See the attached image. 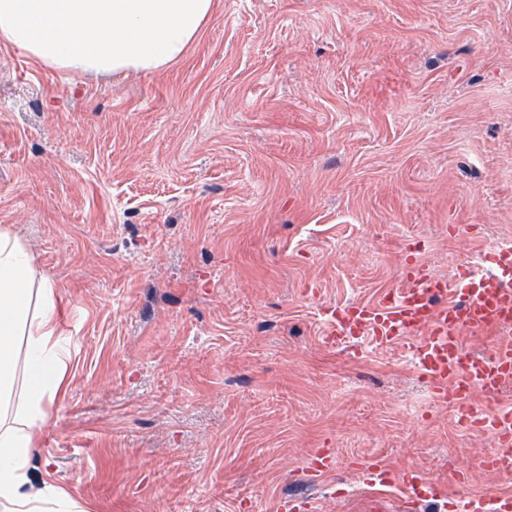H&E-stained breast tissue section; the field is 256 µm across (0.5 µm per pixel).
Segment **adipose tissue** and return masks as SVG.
I'll list each match as a JSON object with an SVG mask.
<instances>
[{"instance_id":"1","label":"adipose tissue","mask_w":512,"mask_h":512,"mask_svg":"<svg viewBox=\"0 0 512 512\" xmlns=\"http://www.w3.org/2000/svg\"><path fill=\"white\" fill-rule=\"evenodd\" d=\"M213 8L214 0H0V43L76 74L151 73L182 59ZM59 303L55 284L38 276L28 251L1 226L0 512H85L31 475L68 373Z\"/></svg>"}]
</instances>
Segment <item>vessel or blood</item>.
Segmentation results:
<instances>
[{"label": "vessel or blood", "mask_w": 512, "mask_h": 512, "mask_svg": "<svg viewBox=\"0 0 512 512\" xmlns=\"http://www.w3.org/2000/svg\"><path fill=\"white\" fill-rule=\"evenodd\" d=\"M326 340L344 346L367 338L374 343L404 342L435 404L452 407L457 423L490 437L494 449L483 457L489 467L512 460V247L498 246L459 266L447 281L416 265L405 269L401 285L374 303H350L333 310ZM497 336L491 354L468 351L464 336ZM369 482H399L411 503H440L443 512H512L511 494L471 502L447 494L410 467L391 470L380 458L367 461Z\"/></svg>", "instance_id": "vessel-or-blood-1"}]
</instances>
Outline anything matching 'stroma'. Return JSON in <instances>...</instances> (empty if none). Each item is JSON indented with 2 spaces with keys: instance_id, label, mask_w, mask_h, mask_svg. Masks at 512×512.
I'll list each match as a JSON object with an SVG mask.
<instances>
[{
  "instance_id": "obj_1",
  "label": "stroma",
  "mask_w": 512,
  "mask_h": 512,
  "mask_svg": "<svg viewBox=\"0 0 512 512\" xmlns=\"http://www.w3.org/2000/svg\"><path fill=\"white\" fill-rule=\"evenodd\" d=\"M2 224L72 338L33 475L87 512H433L373 457L512 493L405 344L323 341L409 244L448 280L512 246V0H214L181 60L120 77L0 45Z\"/></svg>"
}]
</instances>
